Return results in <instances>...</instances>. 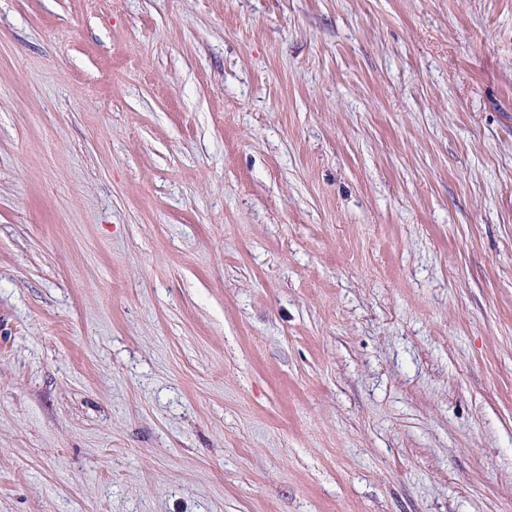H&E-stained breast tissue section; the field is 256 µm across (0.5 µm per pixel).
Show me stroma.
<instances>
[{"mask_svg": "<svg viewBox=\"0 0 512 512\" xmlns=\"http://www.w3.org/2000/svg\"><path fill=\"white\" fill-rule=\"evenodd\" d=\"M0 512H512V0H0Z\"/></svg>", "mask_w": 512, "mask_h": 512, "instance_id": "1", "label": "stroma"}]
</instances>
